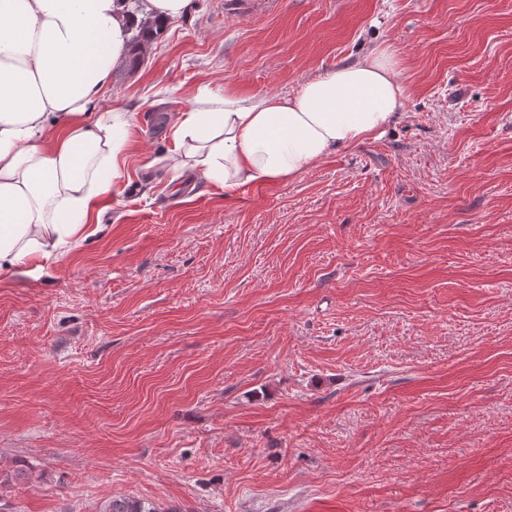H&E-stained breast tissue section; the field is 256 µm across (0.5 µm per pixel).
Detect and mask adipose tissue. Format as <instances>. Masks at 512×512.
I'll return each instance as SVG.
<instances>
[{
    "label": "adipose tissue",
    "instance_id": "obj_1",
    "mask_svg": "<svg viewBox=\"0 0 512 512\" xmlns=\"http://www.w3.org/2000/svg\"><path fill=\"white\" fill-rule=\"evenodd\" d=\"M130 24L121 0H0V274L77 246L122 178L133 113L88 112ZM396 68L380 48L294 94L205 93L175 114L167 161L228 191L293 178L391 121Z\"/></svg>",
    "mask_w": 512,
    "mask_h": 512
}]
</instances>
